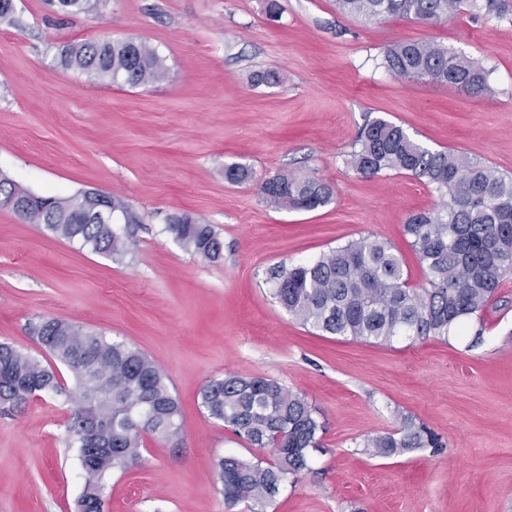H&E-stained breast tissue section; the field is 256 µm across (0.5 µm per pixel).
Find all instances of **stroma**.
Returning a JSON list of instances; mask_svg holds the SVG:
<instances>
[{
	"instance_id": "obj_1",
	"label": "stroma",
	"mask_w": 512,
	"mask_h": 512,
	"mask_svg": "<svg viewBox=\"0 0 512 512\" xmlns=\"http://www.w3.org/2000/svg\"><path fill=\"white\" fill-rule=\"evenodd\" d=\"M279 4L271 20L266 0H101L78 15L13 0V23L0 22V175L38 196L122 199L139 222L116 262L0 208V343L59 368L31 331L57 318L138 348L167 374L181 437L144 436L140 462L111 473L103 512H512V276L454 335L389 344L315 334L267 280L281 263L371 237L423 284L402 226L440 197L405 173L356 174L354 141L385 119L512 176V19L365 22L336 0ZM129 38L157 50L163 80L112 85L60 63L63 45ZM401 40L479 60L493 94L393 75L382 59ZM259 70L278 82L253 83ZM233 163L253 181L228 182ZM283 171L331 185L332 203L267 204L257 183ZM184 214L213 226L217 262L166 232ZM59 370L61 393L0 413V512H75L74 380ZM227 374L276 380L324 424L320 451L272 502L230 508L220 492V457H269L201 408L203 386ZM406 418L440 447L371 456L367 439Z\"/></svg>"
}]
</instances>
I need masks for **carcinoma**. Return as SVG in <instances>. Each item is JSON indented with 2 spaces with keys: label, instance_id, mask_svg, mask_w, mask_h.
Instances as JSON below:
<instances>
[{
  "label": "carcinoma",
  "instance_id": "carcinoma-1",
  "mask_svg": "<svg viewBox=\"0 0 512 512\" xmlns=\"http://www.w3.org/2000/svg\"><path fill=\"white\" fill-rule=\"evenodd\" d=\"M68 14L88 12L91 0H50ZM341 12L364 20L394 16L437 23L458 14L512 18V0H336ZM388 71L409 80H428L473 95L493 93L489 71L477 60L434 42L404 40L383 56ZM61 61L96 79L130 86L164 78L163 60L149 44L134 40L69 43ZM353 169L371 177L383 171L410 174L433 187L441 204L412 213L403 224L424 285L415 288L392 245L362 237L317 258L269 271L273 294L302 325L322 336L391 343L396 339L445 338L461 322L480 316L503 279L512 273V177L474 161L459 150H431L393 122L377 119L355 140ZM231 183L252 179L238 164L224 167ZM270 204L312 212L331 203L334 189L281 172L258 185ZM124 227L77 224L81 195L53 196L29 206L27 222L82 249L115 260L130 251L128 226L139 222L124 201L109 197ZM168 224L186 251L217 261L222 243L212 225L182 215ZM39 341L72 373L74 413L67 426L69 447L78 450L84 486L78 504H98L111 471L141 459L142 437L171 440L181 431V410L167 375L139 349L79 325L47 319L33 328ZM62 391L57 373L15 347L0 343V409L13 410L37 393ZM207 416L221 422L272 458L256 463L235 456L217 462L224 504L267 501L292 475L308 468L310 451L320 447L322 423L308 401L275 380L226 375L200 392ZM377 457L413 448H437L439 440L405 419L398 428L367 440Z\"/></svg>",
  "mask_w": 512,
  "mask_h": 512
}]
</instances>
